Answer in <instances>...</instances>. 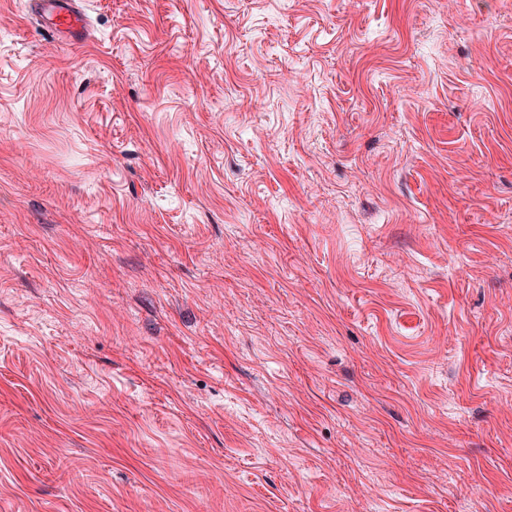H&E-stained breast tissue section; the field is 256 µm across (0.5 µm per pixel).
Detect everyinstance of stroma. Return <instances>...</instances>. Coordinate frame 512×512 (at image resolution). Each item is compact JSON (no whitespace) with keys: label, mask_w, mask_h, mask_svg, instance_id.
Here are the masks:
<instances>
[{"label":"stroma","mask_w":512,"mask_h":512,"mask_svg":"<svg viewBox=\"0 0 512 512\" xmlns=\"http://www.w3.org/2000/svg\"><path fill=\"white\" fill-rule=\"evenodd\" d=\"M0 0V512H512V0ZM28 3L41 25L54 33L83 37L88 30V17L76 0H30Z\"/></svg>","instance_id":"35a3bbf8"}]
</instances>
